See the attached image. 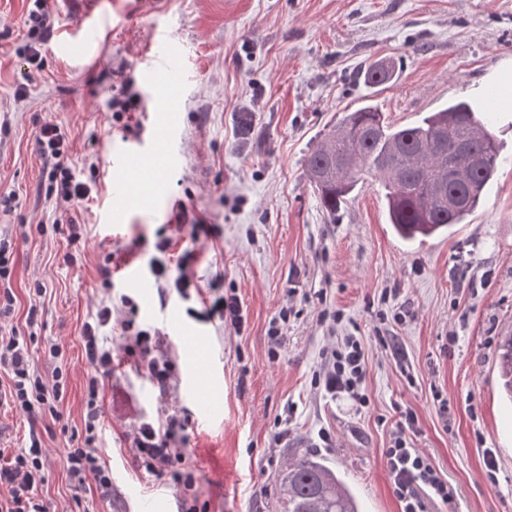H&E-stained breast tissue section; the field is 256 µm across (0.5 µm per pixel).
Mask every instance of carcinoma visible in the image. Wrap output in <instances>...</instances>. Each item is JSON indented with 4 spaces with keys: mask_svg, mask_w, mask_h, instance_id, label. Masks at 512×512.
Segmentation results:
<instances>
[{
    "mask_svg": "<svg viewBox=\"0 0 512 512\" xmlns=\"http://www.w3.org/2000/svg\"><path fill=\"white\" fill-rule=\"evenodd\" d=\"M468 141L478 160L461 169L460 181L451 187L461 206L450 209L435 197L434 187L446 179L448 155ZM499 154L497 137L468 102L450 103L405 127L365 105L343 113L314 146L306 167L331 213L350 199L362 176L378 178L390 224L400 237L414 240L441 234L475 212ZM497 354L502 390L512 402V335L500 338ZM278 484L282 512H360L336 470L314 455L288 460Z\"/></svg>",
    "mask_w": 512,
    "mask_h": 512,
    "instance_id": "1",
    "label": "carcinoma"
}]
</instances>
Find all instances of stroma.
<instances>
[{
  "label": "stroma",
  "mask_w": 512,
  "mask_h": 512,
  "mask_svg": "<svg viewBox=\"0 0 512 512\" xmlns=\"http://www.w3.org/2000/svg\"><path fill=\"white\" fill-rule=\"evenodd\" d=\"M31 7L0 0V233L14 245L12 323L24 329L29 290L43 283L36 364L47 376L62 368L67 379L61 421L44 420L51 431L39 494L50 512H119L124 500L165 492L163 481L135 469L123 433L167 408L189 419L202 512H279L277 476L289 456L308 451L340 470L362 512H400L384 457L400 407L416 413L414 445L454 489L450 503L427 502V512H512V404L497 366L498 341L512 330V112L497 115L503 147L482 205L442 237L396 236L385 190L372 178L328 214L306 173L323 133L362 103L398 126L460 99L488 105L493 73L512 64V0H160L105 19L70 53L58 44L82 20L49 0L53 30L37 66L25 58ZM157 31L180 57L173 77L181 93L172 108L174 163L145 184V207L116 191L111 163L147 142L156 94L143 76L152 63L145 48ZM377 61L392 76L373 86L358 68ZM130 95L137 108L128 131L105 115L113 99ZM44 122L64 129L65 162L92 186L75 216L87 235L70 264L36 141ZM183 207L206 216L210 234L176 231ZM165 239L171 269L189 259L197 289L164 290L148 275ZM127 267L144 273L142 284L124 278ZM217 292L239 300L243 332L207 318ZM123 294L135 300L140 326L165 329L176 386L161 399L126 360L123 337L109 332L115 362L102 393L100 452L113 498L90 490L77 502L63 461L71 432L83 428L82 325L103 299ZM401 307L408 316L398 323ZM325 309L343 312L339 335L365 349L366 406L312 384L330 341L319 321ZM283 310L284 341L273 356L267 330ZM174 319L205 339L216 370L209 413L186 395L196 342L171 332ZM53 343L63 362L48 356ZM322 428L333 444L313 448Z\"/></svg>",
  "instance_id": "stroma-1"
}]
</instances>
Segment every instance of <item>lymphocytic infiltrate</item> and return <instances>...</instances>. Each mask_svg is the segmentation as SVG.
<instances>
[{
  "label": "lymphocytic infiltrate",
  "mask_w": 512,
  "mask_h": 512,
  "mask_svg": "<svg viewBox=\"0 0 512 512\" xmlns=\"http://www.w3.org/2000/svg\"><path fill=\"white\" fill-rule=\"evenodd\" d=\"M38 144L49 170L48 196L54 197L55 227L67 228L70 242H80L85 236L84 225L78 224L73 214L88 201L90 188L77 180L65 164L66 135L54 123L40 125ZM135 304L128 296L118 301L103 300L91 322L83 326V347L88 365L85 383L86 414L82 440L69 449L64 467L73 493L95 487L101 497L112 495V473L103 461L98 445L101 441L103 412L101 393L105 378L112 374V349L104 330L117 325L126 343L123 347L135 366L147 373L162 396H169L174 379L169 353L163 348L162 333L156 328L137 325ZM32 338L17 331L0 336V369L7 376L0 385V405L26 415L29 432L25 448L0 462V488L6 497H0V512H49L39 497L45 482V444L41 423L46 412L55 411L65 394L66 380L61 369H54L46 377L39 371L33 356ZM323 362L313 377L316 386L327 394L345 395L359 404H367L368 397L362 384L365 378V357L357 337H343L339 344L325 347ZM417 416L413 410L399 412L385 450L386 467L393 491L400 503V512H426V500L437 499L448 503L453 491L447 481L422 449L416 448L411 438ZM189 421L177 414L161 419L139 420L127 431L133 459L138 468L157 478L170 479L179 492L182 512H198L197 477L186 461Z\"/></svg>",
  "instance_id": "obj_1"
}]
</instances>
